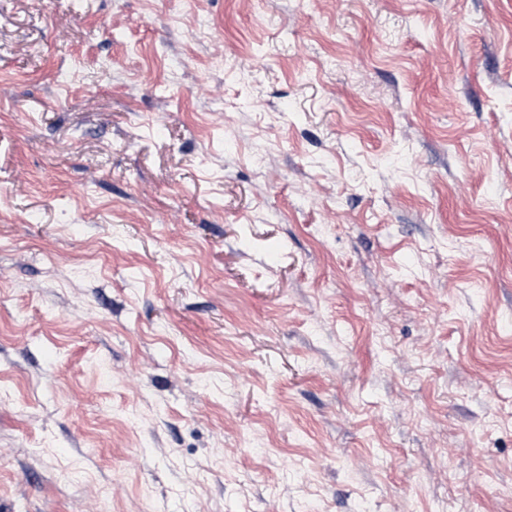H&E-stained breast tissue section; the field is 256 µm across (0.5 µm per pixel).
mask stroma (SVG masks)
I'll return each instance as SVG.
<instances>
[{
	"mask_svg": "<svg viewBox=\"0 0 512 512\" xmlns=\"http://www.w3.org/2000/svg\"><path fill=\"white\" fill-rule=\"evenodd\" d=\"M0 512H512V0H0Z\"/></svg>",
	"mask_w": 512,
	"mask_h": 512,
	"instance_id": "35a3bbf8",
	"label": "stroma"
}]
</instances>
